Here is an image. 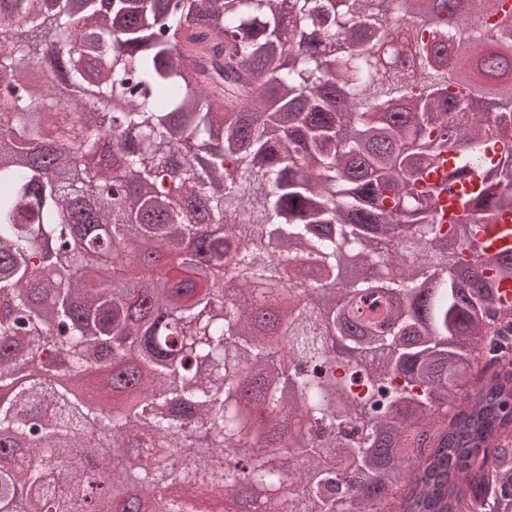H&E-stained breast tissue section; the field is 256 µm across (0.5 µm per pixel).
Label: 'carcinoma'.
I'll use <instances>...</instances> for the list:
<instances>
[{
    "label": "carcinoma",
    "instance_id": "1",
    "mask_svg": "<svg viewBox=\"0 0 512 512\" xmlns=\"http://www.w3.org/2000/svg\"><path fill=\"white\" fill-rule=\"evenodd\" d=\"M432 2L0 0V512H512V0ZM512 215L506 214L501 224H491L480 233V236L491 243V248L495 252H512ZM510 233H505L509 231Z\"/></svg>",
    "mask_w": 512,
    "mask_h": 512
}]
</instances>
